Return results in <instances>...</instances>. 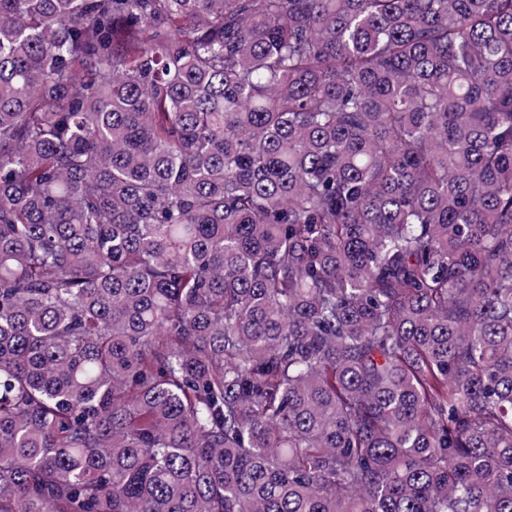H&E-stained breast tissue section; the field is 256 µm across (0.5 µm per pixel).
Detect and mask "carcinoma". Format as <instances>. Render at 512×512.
<instances>
[{
    "label": "carcinoma",
    "instance_id": "obj_1",
    "mask_svg": "<svg viewBox=\"0 0 512 512\" xmlns=\"http://www.w3.org/2000/svg\"><path fill=\"white\" fill-rule=\"evenodd\" d=\"M0 512H512V0H0Z\"/></svg>",
    "mask_w": 512,
    "mask_h": 512
}]
</instances>
